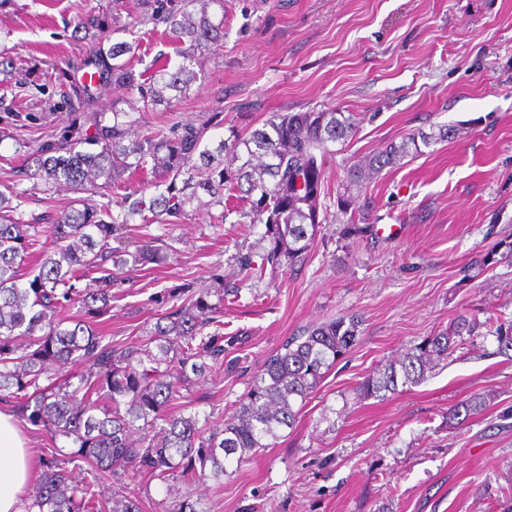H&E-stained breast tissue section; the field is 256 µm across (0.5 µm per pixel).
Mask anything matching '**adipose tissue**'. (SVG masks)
<instances>
[{"label":"adipose tissue","instance_id":"ef3b65f1","mask_svg":"<svg viewBox=\"0 0 512 512\" xmlns=\"http://www.w3.org/2000/svg\"><path fill=\"white\" fill-rule=\"evenodd\" d=\"M31 451L15 416L0 410V512H24Z\"/></svg>","mask_w":512,"mask_h":512}]
</instances>
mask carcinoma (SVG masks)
Masks as SVG:
<instances>
[{
  "label": "carcinoma",
  "mask_w": 512,
  "mask_h": 512,
  "mask_svg": "<svg viewBox=\"0 0 512 512\" xmlns=\"http://www.w3.org/2000/svg\"><path fill=\"white\" fill-rule=\"evenodd\" d=\"M212 3L222 6L224 0H165L156 5L148 20L169 26L181 45L182 62L173 70L155 71L149 87L141 88L142 99L156 105L167 101V90L186 92L197 78L192 69L197 56L222 46L224 22L210 19ZM126 50L118 45L109 54L96 53L101 83L138 87L131 69L114 63ZM121 116L112 113L107 124L102 113L77 112L60 142L26 151V169H34L46 184L77 195L53 224L43 228L25 223L13 205L18 192L8 185L0 191V391H11L16 412L49 433L52 441L44 449L27 512H142L136 498L106 495L99 473H147L163 483L174 475L189 484L221 482L226 465L244 462L251 452L269 447L282 429L295 425L300 407L359 336L361 321L350 315L289 337L265 359L224 429L208 432L197 414L174 413L171 406L183 398L191 376L224 365V295L214 303L205 289L193 293L159 317L147 339L119 347L86 320L63 325L58 315L66 308L77 305L94 317L110 307L117 282L105 273L106 263L163 264L166 255L150 240L131 252L113 249L112 240L138 219L162 224L186 214L199 189L210 197L201 207L224 205L228 185L246 195V216L265 225L269 248L262 263L278 267L284 260L290 265L300 261L321 224L329 145L355 129L353 115L342 112L277 114L249 136L211 150L202 142L209 129L223 124L217 112L177 136L158 131L134 137ZM451 132L444 125L436 134L391 143L365 166L349 167L348 182L359 183L364 167L378 174L421 144L448 140ZM132 167L165 173L164 189L149 199L127 195L111 207L81 197L98 188L99 179L114 182ZM32 255L37 258L34 275L24 272ZM507 258L512 259V241L503 239L473 265L492 268ZM95 273L96 286H79ZM484 326L473 313L458 314L448 328L365 376L357 395L383 398L421 383L467 337L492 336L500 352L512 351V320L483 332ZM62 365L78 371L61 378L53 367ZM489 406L490 395L474 393L448 409V420L462 424ZM77 469L86 473L80 481L75 480ZM173 512L210 508L188 495Z\"/></svg>",
  "instance_id": "obj_1"
}]
</instances>
